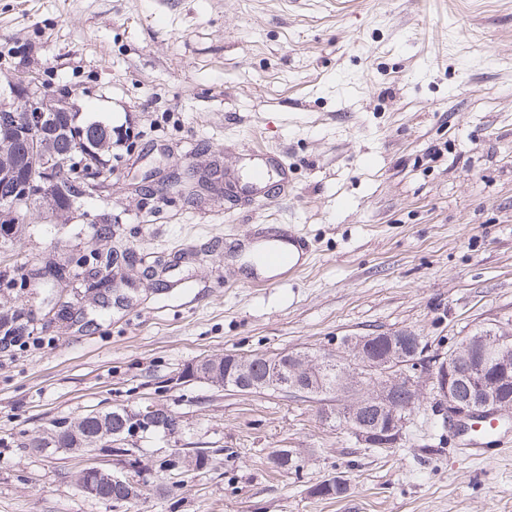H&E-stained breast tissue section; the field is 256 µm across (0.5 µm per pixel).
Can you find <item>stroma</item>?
<instances>
[{"label":"stroma","mask_w":512,"mask_h":512,"mask_svg":"<svg viewBox=\"0 0 512 512\" xmlns=\"http://www.w3.org/2000/svg\"><path fill=\"white\" fill-rule=\"evenodd\" d=\"M0 44L22 49L0 89L34 71L74 89L80 117L129 131L90 205L111 241L31 209V237L0 248V316L26 309L18 271L71 251L141 258L116 269L138 285L129 307L87 328L38 321L0 349V512H512V428L476 456L428 408L396 447L369 448L320 403L184 375L398 330L424 336L430 363L512 333V0H0ZM176 165L222 177L174 199ZM283 225L306 266L245 280L244 244ZM148 404L179 424L139 435L142 482L172 452L212 455L131 510L79 491L82 456L33 446L51 421ZM280 448L296 469L271 472ZM337 476L345 495L311 494Z\"/></svg>","instance_id":"obj_1"}]
</instances>
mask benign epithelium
I'll list each match as a JSON object with an SVG mask.
<instances>
[{"label":"benign epithelium","mask_w":512,"mask_h":512,"mask_svg":"<svg viewBox=\"0 0 512 512\" xmlns=\"http://www.w3.org/2000/svg\"><path fill=\"white\" fill-rule=\"evenodd\" d=\"M12 104L4 107L3 121L14 129V142L32 163L12 178L9 189L10 210H0V222H11L20 212L31 210L36 203L54 197L57 171L63 167L70 178L84 183L93 192H108L102 170L94 168L90 159L86 130L79 124L68 126L75 148L64 158L49 147L54 135L52 113L58 105L68 103L74 91L66 86L43 91L26 82L10 87ZM409 331L370 334L345 338L334 352L310 354L285 351L269 360L271 378L280 386L292 384L290 379H277L283 369L296 378L311 382L325 369L342 372L344 389L337 393L336 405L346 407L356 422L355 432L361 442L371 448H394L408 422V407L400 401L407 392L413 401L424 398L422 388H431L435 408L445 420L505 419L512 422V335L479 332L467 336L435 364L423 363L425 347L421 338L402 348ZM253 358L243 354L224 355V372L234 369L245 374ZM378 409V423L370 426L361 421L362 414ZM482 410L476 415V410ZM171 413L149 404L137 413L132 435L161 426L160 420ZM77 480L92 496L101 488L124 486L130 477L125 471H112L94 463L84 468Z\"/></svg>","instance_id":"benign-epithelium-1"}]
</instances>
